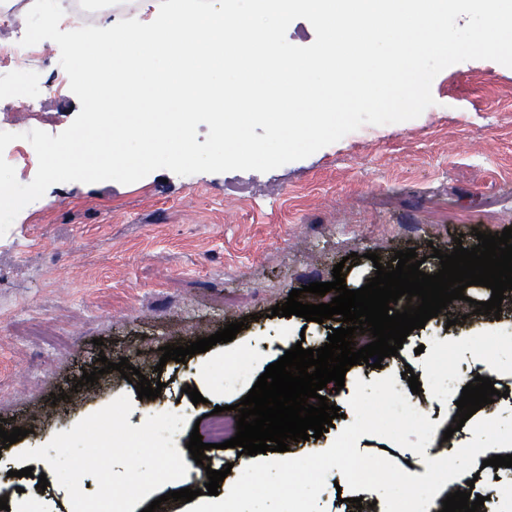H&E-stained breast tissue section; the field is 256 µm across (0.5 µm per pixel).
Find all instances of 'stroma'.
I'll use <instances>...</instances> for the list:
<instances>
[{
  "mask_svg": "<svg viewBox=\"0 0 512 512\" xmlns=\"http://www.w3.org/2000/svg\"><path fill=\"white\" fill-rule=\"evenodd\" d=\"M434 111L393 124L364 125L311 156L275 170L179 176L168 170L131 183L54 186L0 236V427L26 428L0 447V482L10 512H72L57 483L15 477V457L45 445L121 394L133 396L128 421L138 426L167 407L186 412V430L215 406L238 403L254 377L296 343L319 348L325 325L272 316L292 290L332 281L346 262L356 290L374 277L369 253L390 261L415 249L437 271L434 250L451 253L459 233L512 227V68L470 60L432 83ZM81 109L74 94H50L35 108L0 105V129L56 135ZM235 339L186 362H161L160 349L189 345L226 324ZM484 317L467 330L435 321L407 336L380 368L354 365L343 389L327 384L342 416L320 438L290 442L293 458L327 449L346 426L356 380L371 382L412 368L427 382L436 364L470 373L494 369L498 389L512 391V347L486 334ZM443 335L441 345L429 344ZM251 355L252 379L224 387V367ZM127 358L160 397L136 399L134 384L113 370L82 383L98 356ZM204 398L193 404L185 387ZM359 451L383 455L422 475L414 452L375 435ZM474 491L485 512H512V470L481 469Z\"/></svg>",
  "mask_w": 512,
  "mask_h": 512,
  "instance_id": "stroma-1",
  "label": "stroma"
}]
</instances>
